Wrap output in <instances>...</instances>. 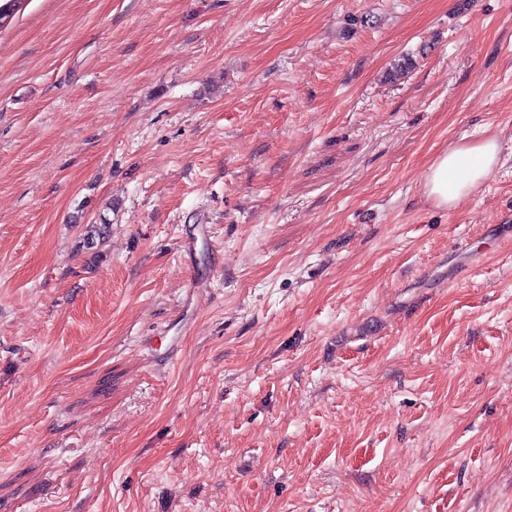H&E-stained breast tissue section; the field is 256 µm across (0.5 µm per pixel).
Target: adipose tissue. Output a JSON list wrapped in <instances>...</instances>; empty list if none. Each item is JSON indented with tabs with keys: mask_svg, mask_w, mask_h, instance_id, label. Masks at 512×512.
<instances>
[{
	"mask_svg": "<svg viewBox=\"0 0 512 512\" xmlns=\"http://www.w3.org/2000/svg\"><path fill=\"white\" fill-rule=\"evenodd\" d=\"M499 155L500 143L493 136L461 142L440 152L427 170V196L437 205L454 206L484 183Z\"/></svg>",
	"mask_w": 512,
	"mask_h": 512,
	"instance_id": "ef3b65f1",
	"label": "adipose tissue"
}]
</instances>
